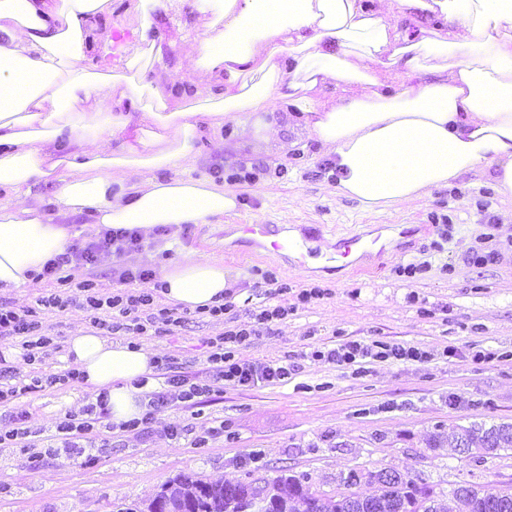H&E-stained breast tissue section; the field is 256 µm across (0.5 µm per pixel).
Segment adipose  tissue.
Instances as JSON below:
<instances>
[{
	"label": "adipose tissue",
	"instance_id": "ef3b65f1",
	"mask_svg": "<svg viewBox=\"0 0 512 512\" xmlns=\"http://www.w3.org/2000/svg\"><path fill=\"white\" fill-rule=\"evenodd\" d=\"M154 0H135L133 39L93 48L112 0H0V288H27L70 239L29 198L53 184L58 214L151 232L208 224L236 196L175 170L196 152L201 124H247L292 110L334 157L340 195L372 209L406 203L466 174L491 172L512 198V0H196L212 15L197 53L175 73L155 69ZM400 66L402 83L378 71ZM210 75L191 93L194 72ZM149 179L113 191L117 179ZM56 213V214H57ZM230 271L185 256L161 274L163 296L196 309L222 304ZM153 351L89 331L66 359L112 423L140 416Z\"/></svg>",
	"mask_w": 512,
	"mask_h": 512
}]
</instances>
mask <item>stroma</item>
<instances>
[{"mask_svg": "<svg viewBox=\"0 0 512 512\" xmlns=\"http://www.w3.org/2000/svg\"><path fill=\"white\" fill-rule=\"evenodd\" d=\"M151 34L168 46L167 67L191 52L211 16L194 0L171 9L158 0ZM278 139L263 140L256 126H202L194 158L180 167L184 176L224 183L245 170L251 181L233 185L238 205L226 223L186 226L178 235V255L204 254L223 260L234 279L225 297L230 311L219 319L177 308L180 327L139 337L173 371L207 372L209 342L248 324L265 297L259 275L245 254L237 253L229 224H322L333 240L378 224L430 223L446 214L456 233L440 255L430 256L433 232L416 234L404 252L372 255L369 272H328L318 265L265 263L290 295L319 288L320 298L297 304L285 319L260 328L240 346V360L287 364V383L225 388L193 411L172 407L156 416L148 436L101 432V452L93 459L50 457L34 471L25 455L0 447V512H122L132 502L152 499L180 473L212 482L266 480L280 473L308 474L313 492L335 499L339 474L354 467L386 468L410 476L436 493L459 484L492 483L512 493V450L486 451L473 461L449 445L429 447L434 433L471 422L512 423V200L498 194L489 176L466 175L455 185L432 189L421 198L372 210L336 192V174L321 146L300 126L278 114ZM495 252L493 262L477 265L473 252ZM431 261L430 271L408 278L399 266ZM50 282L24 290H0V304L17 312L36 310L45 334L61 346L39 369L57 382L15 400L28 424L52 434L67 412L94 401L83 384L65 380L70 365L65 345L77 330L91 327L88 312L39 308ZM350 340L400 343L422 348L424 362L384 361L360 372L309 358L314 348ZM456 356H449V349ZM488 357L477 362L475 351ZM180 435L164 434L166 426ZM222 434H215V427Z\"/></svg>", "mask_w": 512, "mask_h": 512, "instance_id": "1", "label": "stroma"}]
</instances>
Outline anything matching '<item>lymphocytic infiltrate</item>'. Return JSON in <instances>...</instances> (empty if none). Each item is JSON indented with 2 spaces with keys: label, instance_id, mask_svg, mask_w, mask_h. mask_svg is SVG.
<instances>
[{
  "label": "lymphocytic infiltrate",
  "instance_id": "lymphocytic-infiltrate-1",
  "mask_svg": "<svg viewBox=\"0 0 512 512\" xmlns=\"http://www.w3.org/2000/svg\"><path fill=\"white\" fill-rule=\"evenodd\" d=\"M137 230L103 228L86 241L71 245L67 251L47 261L41 277L55 280L75 288V295L52 293L41 297L40 305L47 308L65 309L75 296H82L84 304L94 312L92 324L106 333L125 332L129 336L144 335L149 328L162 325L179 326L180 320L172 312L156 309L155 295L163 288L154 269L130 263V256L153 249ZM109 253L116 258L112 269L114 291L106 292L95 282L91 270L100 254ZM288 314L286 305H260L253 313L251 324L224 332L211 341L212 352L208 357L213 365L210 381L204 385L190 383L187 376L172 373L167 360H156L158 377L166 381L165 389L150 392L145 411L137 418L121 423L120 432L137 435L148 434L157 412L166 407L187 406L194 398L216 392L218 385L249 387L287 382L290 371L287 366L273 360L243 362L237 359L238 346L250 340L257 326L283 319ZM17 342L24 350L23 361L32 365L42 361L54 349L53 337L42 334L38 321L27 315L0 307V340ZM311 358L338 365H355L375 361L409 360L422 362L428 354L417 347L404 344L365 343L348 341L337 347L317 348ZM12 427L0 434V446L4 448L30 449L28 463L31 469H42L48 457L66 454L73 457L91 455L96 446L92 434L100 428H110L106 392H99L94 403L86 405L79 413L67 415L57 427L61 435L59 446L35 451L36 430L27 424L22 412L9 415Z\"/></svg>",
  "mask_w": 512,
  "mask_h": 512
}]
</instances>
